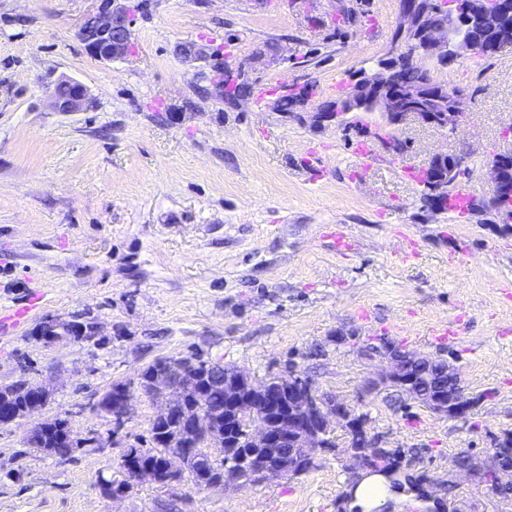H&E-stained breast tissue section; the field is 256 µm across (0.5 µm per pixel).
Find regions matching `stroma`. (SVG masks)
Here are the masks:
<instances>
[{
	"instance_id": "stroma-1",
	"label": "stroma",
	"mask_w": 512,
	"mask_h": 512,
	"mask_svg": "<svg viewBox=\"0 0 512 512\" xmlns=\"http://www.w3.org/2000/svg\"><path fill=\"white\" fill-rule=\"evenodd\" d=\"M100 3L0 0V314L43 295L0 345V383L26 358L30 380L53 389L43 418L68 419L78 443L62 461L27 447L29 421L0 426V512H342L353 472L337 424L297 475L200 490L185 474L105 496L161 402L135 392L120 425L98 402L190 351L258 381L295 366L451 482L455 512H512L483 473L512 431V224L427 211L399 171L465 151L468 186L489 199L486 150L512 126V51L434 67L464 93L459 132L406 123L402 158L358 177L353 131L311 114L384 54L399 0H125L131 47L111 62L78 38ZM61 75L89 90V110L48 107ZM261 84L274 90L258 101ZM307 85L314 96L289 116L284 87ZM76 316L99 323V341L32 335ZM449 323L455 341H434ZM385 343L454 364L469 412L377 385ZM462 449L477 472L454 470Z\"/></svg>"
}]
</instances>
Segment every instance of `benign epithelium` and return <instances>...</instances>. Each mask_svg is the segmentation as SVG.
<instances>
[{
    "label": "benign epithelium",
    "instance_id": "benign-epithelium-1",
    "mask_svg": "<svg viewBox=\"0 0 512 512\" xmlns=\"http://www.w3.org/2000/svg\"><path fill=\"white\" fill-rule=\"evenodd\" d=\"M421 0L401 2V23L398 34L390 41V48L384 55L383 64L374 70V79L365 84L355 80L351 95L368 93L375 97L382 110L384 130L393 131L409 118L429 125L450 135L461 127L464 114L456 107L448 110H434L429 101L437 96V85L431 71L424 66L427 59L443 66L458 59L475 54L501 53L512 49V0H467L462 13L447 14L444 0H429L425 11H420ZM461 24L469 28L471 35L459 43L453 54H448L445 40L441 37L443 28L450 24ZM130 24L128 9L121 0H105V5L87 14L80 25L78 35L87 52L93 57L110 62L126 56L130 46ZM408 63L424 73V80L418 86L404 88L399 85L398 71ZM67 92H48V106L55 112H85L91 105L87 88L67 77L58 79ZM351 111L336 106L332 112H315L313 124L334 123L349 127ZM495 158L487 165V179L491 189V205L500 212L502 203L512 199V152L492 149ZM427 166L447 169V173L435 174L429 186L434 205L433 211L441 210V204L448 198V192L471 178L467 170L468 160L464 155L438 153L431 157ZM82 330L91 337L99 336V325L95 321L80 322L77 319L60 321L47 318L37 325L33 336L47 344L60 343L75 336ZM386 360L382 381L402 388L412 399L429 409L446 414L450 411L462 416L468 411L467 395L462 385L454 390L445 389L443 382L430 373L431 357L411 354L400 348L386 347L382 356ZM208 376L201 373L197 358L185 356L172 368L159 365L148 377L138 378L136 389L150 396L164 398L163 407L156 419L166 421L174 416L176 407L186 411L184 422L175 427V435L165 437L173 446L167 455V469L176 476L180 469L195 464L202 481L200 488L230 486L245 483H263L291 474L296 460L286 454L272 462L266 456L268 449L286 446L297 448L301 456L313 460L315 452L325 446L323 436L331 430L335 421L342 423L349 436H354L358 423L355 413L331 396L319 393L312 383L300 373L290 370L279 376L276 384H257L246 373L224 369V399L240 419L247 422L244 433V451L224 468L216 480L210 479L215 445L226 448L239 447V441L230 438L224 426L207 409L204 401L208 387ZM51 396L50 384L44 381L19 380L9 385L0 384V422L12 424L30 419L32 426L27 436L28 446L45 453L39 432L45 420L38 417ZM132 390L119 398H104L100 408L112 414L120 422L127 416ZM363 446L352 448V466L370 468L371 462L381 453L380 439L370 434L369 428L361 430ZM487 471L499 477L493 484L501 491L503 478L512 475V455L493 449ZM129 482L119 489L105 488V495L118 498L130 487V482L150 480L159 482V475L148 465H137L127 471Z\"/></svg>",
    "mask_w": 512,
    "mask_h": 512
}]
</instances>
